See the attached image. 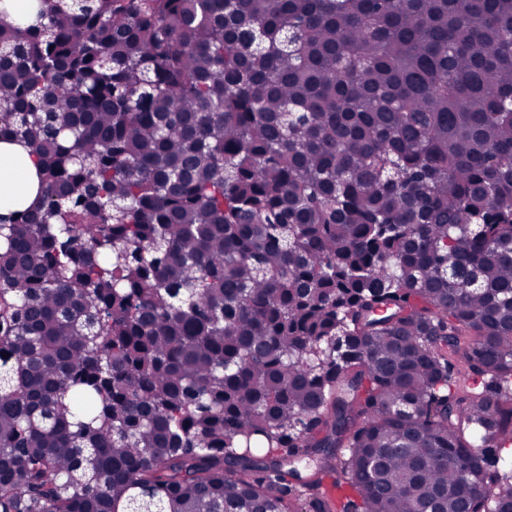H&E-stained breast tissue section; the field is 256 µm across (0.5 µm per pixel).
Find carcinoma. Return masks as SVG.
<instances>
[{
	"instance_id": "cac0c4a2",
	"label": "carcinoma",
	"mask_w": 512,
	"mask_h": 512,
	"mask_svg": "<svg viewBox=\"0 0 512 512\" xmlns=\"http://www.w3.org/2000/svg\"><path fill=\"white\" fill-rule=\"evenodd\" d=\"M27 9L0 512H512V0Z\"/></svg>"
}]
</instances>
